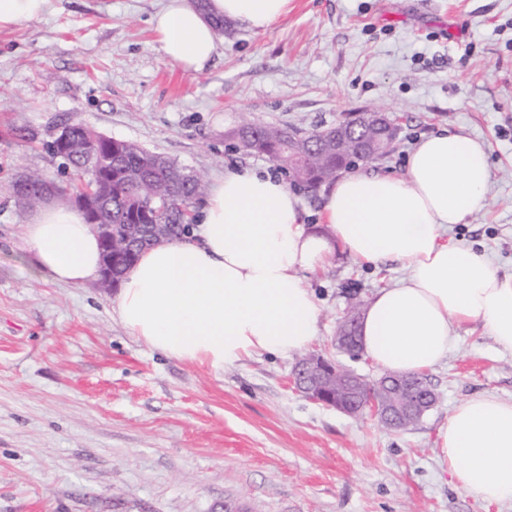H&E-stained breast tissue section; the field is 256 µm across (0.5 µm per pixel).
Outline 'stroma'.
<instances>
[{
  "mask_svg": "<svg viewBox=\"0 0 512 512\" xmlns=\"http://www.w3.org/2000/svg\"><path fill=\"white\" fill-rule=\"evenodd\" d=\"M164 0H50L39 20L0 30V512H512L455 487L437 435L476 394L512 400V354L477 323L427 374L436 406L386 428L297 392L294 358L224 370L152 352L112 313L116 290L39 273L25 243L34 215L22 175L72 180L48 145L80 121L208 180L266 168L232 148L241 119L324 129L380 108L400 120L379 174L405 173L416 143L448 129L484 141L485 208L449 237L512 271V0H292L268 30L234 26L187 71L151 19ZM340 250L305 274L320 308L310 348L367 379L339 352L349 305L403 279Z\"/></svg>",
  "mask_w": 512,
  "mask_h": 512,
  "instance_id": "1",
  "label": "stroma"
}]
</instances>
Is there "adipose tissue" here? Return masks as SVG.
<instances>
[{"label": "adipose tissue", "mask_w": 512, "mask_h": 512, "mask_svg": "<svg viewBox=\"0 0 512 512\" xmlns=\"http://www.w3.org/2000/svg\"><path fill=\"white\" fill-rule=\"evenodd\" d=\"M291 0H166L152 24L161 49L187 70L215 55L212 24L223 16L265 30ZM488 149L461 133L432 134L402 176L352 172L322 208L324 230L304 221L298 195L260 171H225L179 241L153 246L127 270L112 312L152 351L213 369L256 355L288 356L319 334L320 310L300 274L336 250L406 276L368 300L362 349L388 373H425L457 344L456 326L481 322L496 347L512 352V273H499L448 228L486 206ZM39 265L58 283L100 272L101 248L81 213L52 205L26 226ZM440 458L460 489L490 504L512 501V400L478 394L457 404L438 432Z\"/></svg>", "instance_id": "adipose-tissue-1"}]
</instances>
